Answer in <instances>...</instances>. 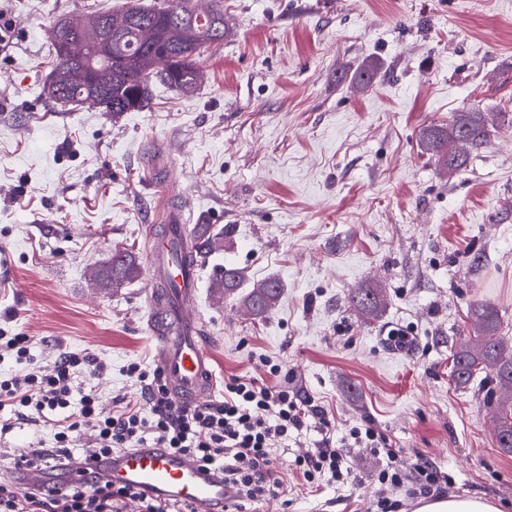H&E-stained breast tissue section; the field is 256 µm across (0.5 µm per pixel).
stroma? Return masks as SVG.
Returning a JSON list of instances; mask_svg holds the SVG:
<instances>
[{"instance_id":"stroma-1","label":"stroma","mask_w":512,"mask_h":512,"mask_svg":"<svg viewBox=\"0 0 512 512\" xmlns=\"http://www.w3.org/2000/svg\"><path fill=\"white\" fill-rule=\"evenodd\" d=\"M161 2L0 0L14 38L0 53V322L34 336L38 364L62 350L106 361L103 407L141 399L125 368L156 365L147 279L104 288L93 275L117 251L146 262L144 218L183 207L224 235L198 269L211 400L270 360L327 410L333 446L372 425L453 494L512 512V454L483 385L451 377L474 301L494 303L512 336V0H224L227 34L193 94L157 82L116 118L48 101L50 24ZM366 60L379 71L360 87ZM472 106L497 132L445 175L420 133ZM227 267L244 274L238 295L211 288ZM270 278L277 306L244 316L239 294ZM367 287L384 293L375 319L348 301ZM394 328L417 346L387 343ZM322 436L278 451L286 500L242 512H366L382 462L364 449L349 451L358 483L302 486L293 460Z\"/></svg>"}]
</instances>
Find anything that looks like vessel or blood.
<instances>
[{"instance_id": "b4317fda", "label": "vessel or blood", "mask_w": 512, "mask_h": 512, "mask_svg": "<svg viewBox=\"0 0 512 512\" xmlns=\"http://www.w3.org/2000/svg\"><path fill=\"white\" fill-rule=\"evenodd\" d=\"M167 222L163 233L154 225L146 227L148 285L164 293L163 302L150 308L148 326L158 343L156 361L171 392L194 403L212 391V356L196 307L197 265L174 256L185 249L192 233L181 210L170 211ZM91 469L119 485L191 502L198 512H224L230 499L222 481L202 472L190 459L161 448L118 450L93 463L72 460L67 468L70 484H81Z\"/></svg>"}]
</instances>
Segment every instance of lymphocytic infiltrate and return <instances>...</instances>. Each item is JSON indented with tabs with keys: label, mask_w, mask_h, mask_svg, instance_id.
Segmentation results:
<instances>
[{
	"label": "lymphocytic infiltrate",
	"mask_w": 512,
	"mask_h": 512,
	"mask_svg": "<svg viewBox=\"0 0 512 512\" xmlns=\"http://www.w3.org/2000/svg\"><path fill=\"white\" fill-rule=\"evenodd\" d=\"M33 340L24 333L0 328V361L14 362L18 371L0 379V436L14 420L49 426L54 444L49 448L1 449L0 458L29 470L63 471L73 458L101 459L123 448H163L190 458L204 471L223 479L238 501L255 502L280 497L273 476L274 450L309 422L326 424L325 408L301 389L279 383L280 365L266 363L263 374L233 376L224 383L223 400L187 404L175 399L163 373L139 363L126 368L138 382L144 402L121 397L102 409L94 387H81L77 374L103 377L107 365L90 354L58 353L50 366L36 365ZM93 439L80 444L83 431ZM353 447L382 458L375 479L380 486L376 512H400L397 491L414 497L443 493L448 475L420 461L404 457L375 427H352ZM297 473L309 488L333 486L348 480L354 469L344 449L321 440L295 459ZM193 512L190 505L164 499L130 486H118L100 473L90 472L84 484L57 490L54 484L21 487L0 485V512Z\"/></svg>",
	"instance_id": "obj_1"
}]
</instances>
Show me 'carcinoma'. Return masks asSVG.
<instances>
[{
  "label": "carcinoma",
  "mask_w": 512,
  "mask_h": 512,
  "mask_svg": "<svg viewBox=\"0 0 512 512\" xmlns=\"http://www.w3.org/2000/svg\"><path fill=\"white\" fill-rule=\"evenodd\" d=\"M188 0H164L159 7H130L104 13L80 23L59 21L52 26L53 65L46 97L61 106L93 102L103 112L118 116L142 110L150 100L152 82L158 80L183 94L201 81L198 59L204 49L224 42L227 28L221 0H210L204 10L191 9ZM377 76L374 62L364 63L351 77L359 86ZM493 126L480 111L454 112L446 123L424 128L423 150L450 174L464 167L472 152L490 140ZM196 256L216 251L223 237L199 224L193 232ZM141 274L136 257L117 253L98 272V280L119 288ZM243 279L236 267L224 268L213 282L216 290L231 295ZM281 283L269 279L243 295L241 302L255 317L269 313L279 302ZM349 301L366 318L377 316L383 305L379 288H356ZM476 339L460 342L453 354L452 376L466 387L479 373L486 374L484 402L491 409L495 442L512 453V337L500 333V318L490 301L470 307Z\"/></svg>",
  "instance_id": "obj_1"
}]
</instances>
